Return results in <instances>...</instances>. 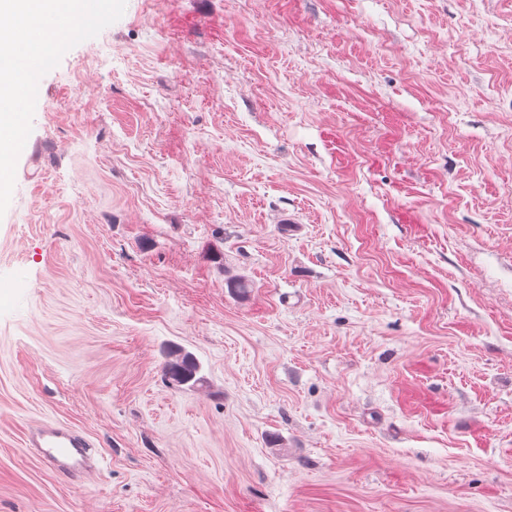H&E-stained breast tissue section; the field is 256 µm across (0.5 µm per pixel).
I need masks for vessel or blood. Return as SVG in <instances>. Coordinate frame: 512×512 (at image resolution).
I'll use <instances>...</instances> for the list:
<instances>
[{
    "label": "vessel or blood",
    "instance_id": "1",
    "mask_svg": "<svg viewBox=\"0 0 512 512\" xmlns=\"http://www.w3.org/2000/svg\"><path fill=\"white\" fill-rule=\"evenodd\" d=\"M24 443L47 468L71 481L96 473L102 460L86 436L59 422L30 426Z\"/></svg>",
    "mask_w": 512,
    "mask_h": 512
}]
</instances>
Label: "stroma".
<instances>
[{
	"mask_svg": "<svg viewBox=\"0 0 512 512\" xmlns=\"http://www.w3.org/2000/svg\"><path fill=\"white\" fill-rule=\"evenodd\" d=\"M38 92L0 512H512V0H127ZM165 375L179 385L194 387L203 381L198 376L200 367L195 358L189 353H179L175 359L168 361L164 366ZM24 443L47 468L69 481L91 476L100 468L102 453L86 436L59 422L30 426Z\"/></svg>",
	"mask_w": 512,
	"mask_h": 512,
	"instance_id": "obj_1",
	"label": "stroma"
}]
</instances>
